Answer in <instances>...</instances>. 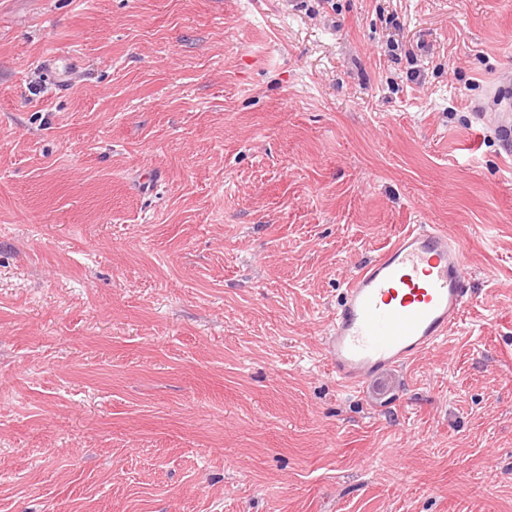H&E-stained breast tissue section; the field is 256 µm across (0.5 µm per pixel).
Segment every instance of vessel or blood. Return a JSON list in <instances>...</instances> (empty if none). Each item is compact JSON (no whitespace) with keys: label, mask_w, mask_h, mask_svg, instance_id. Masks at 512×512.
Returning <instances> with one entry per match:
<instances>
[{"label":"vessel or blood","mask_w":512,"mask_h":512,"mask_svg":"<svg viewBox=\"0 0 512 512\" xmlns=\"http://www.w3.org/2000/svg\"><path fill=\"white\" fill-rule=\"evenodd\" d=\"M53 90H67L70 62L46 56ZM471 270L461 241L447 228L412 227L346 283L323 338L337 382L355 389L369 377L430 349L456 326L471 302Z\"/></svg>","instance_id":"obj_1"}]
</instances>
